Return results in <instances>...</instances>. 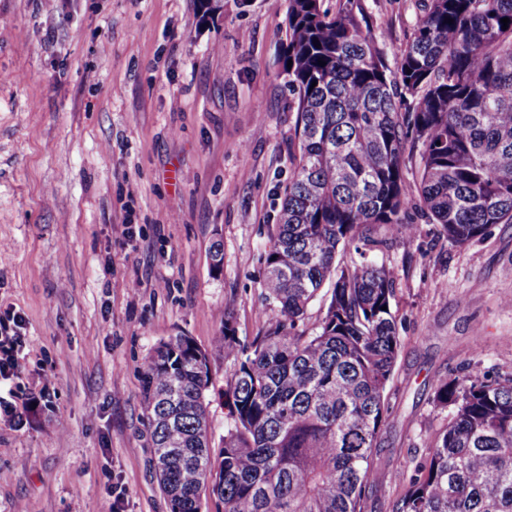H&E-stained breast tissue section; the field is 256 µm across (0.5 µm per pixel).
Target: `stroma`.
Wrapping results in <instances>:
<instances>
[{
    "instance_id": "stroma-1",
    "label": "stroma",
    "mask_w": 512,
    "mask_h": 512,
    "mask_svg": "<svg viewBox=\"0 0 512 512\" xmlns=\"http://www.w3.org/2000/svg\"><path fill=\"white\" fill-rule=\"evenodd\" d=\"M424 0H361L386 46ZM0 0V322L21 315L0 376V512H169L152 471L141 375L156 345L208 356L209 433L228 426L238 336L261 335L264 256L294 167L283 71L287 0ZM376 231L402 339L380 437L412 468L448 421L433 383L512 373V224L466 245L425 218ZM221 241L223 269L209 249Z\"/></svg>"
}]
</instances>
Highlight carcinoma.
Instances as JSON below:
<instances>
[{
  "mask_svg": "<svg viewBox=\"0 0 512 512\" xmlns=\"http://www.w3.org/2000/svg\"><path fill=\"white\" fill-rule=\"evenodd\" d=\"M287 2L298 151L264 257V335L236 336L224 309V446H211L208 358L191 337L160 342L141 376L170 512H201L207 496L223 512H368L401 348L373 232L414 233L409 175L456 244L512 224V0H427L391 55L360 0ZM350 247L359 259L340 264ZM433 402L453 413L394 481L390 512H512V373L439 379Z\"/></svg>",
  "mask_w": 512,
  "mask_h": 512,
  "instance_id": "obj_1",
  "label": "carcinoma"
}]
</instances>
